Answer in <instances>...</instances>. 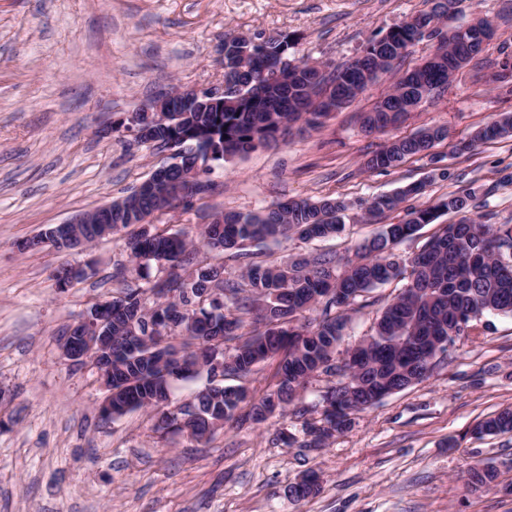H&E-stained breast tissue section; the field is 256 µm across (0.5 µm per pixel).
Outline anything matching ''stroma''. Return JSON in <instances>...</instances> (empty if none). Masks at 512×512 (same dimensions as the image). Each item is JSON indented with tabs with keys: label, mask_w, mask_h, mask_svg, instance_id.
<instances>
[{
	"label": "stroma",
	"mask_w": 512,
	"mask_h": 512,
	"mask_svg": "<svg viewBox=\"0 0 512 512\" xmlns=\"http://www.w3.org/2000/svg\"><path fill=\"white\" fill-rule=\"evenodd\" d=\"M428 0H0V512H512V434L477 437L473 428L512 407V314H488L479 337H460L429 376L352 417L323 448L280 440L319 420L327 380L301 393L305 417L273 416L225 425L204 444L155 432L147 411L102 420L105 397L92 364L67 361L63 332L97 301L111 298L125 266V233L89 249L25 248L46 228L71 220L138 187L165 154L137 144L120 126L137 106L167 91L220 85L226 35L288 32L294 59L343 63ZM486 17L498 35L483 59L512 58V0H458L451 25ZM433 50L412 46L394 73L315 131L215 165L212 190L159 220L198 234L214 213L258 211L285 200L343 197L344 231L325 241L279 239L258 259L288 262L304 254L347 256L379 225L359 219L373 197L425 183L418 203L477 189L476 215L512 224V137L467 154L453 146L501 112L512 96L471 61L444 94L425 99L394 128L372 135L360 114ZM446 126L429 155L368 171L367 154L387 140ZM443 178L432 179L433 170ZM85 269L60 287V266ZM401 281L358 297L344 341L373 332ZM493 465L497 480L474 486L465 469ZM307 471L319 490L298 500Z\"/></svg>",
	"instance_id": "stroma-1"
}]
</instances>
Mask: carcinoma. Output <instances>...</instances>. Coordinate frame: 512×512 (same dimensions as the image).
I'll return each mask as SVG.
<instances>
[{
  "mask_svg": "<svg viewBox=\"0 0 512 512\" xmlns=\"http://www.w3.org/2000/svg\"><path fill=\"white\" fill-rule=\"evenodd\" d=\"M447 16L448 11L434 5L370 41L354 58L328 63L325 72L305 75L283 91L266 87L263 71L290 57L296 42L293 35H226L224 111L200 108L178 113V130H159L155 148L181 149L186 145L181 135L192 133L196 139L191 144L197 149L222 142L224 156L235 157L276 145L295 127L315 129L328 116L327 100H338L340 108L352 104L368 88L365 75L375 81L379 74L393 70L381 68L383 58L400 60L416 42L435 40ZM438 53L442 62L422 70L415 81L400 76L392 83L384 95L388 111L375 105L363 113L366 132H382L398 124L404 116L399 108L421 100L426 89L438 95L448 89V69L457 49L436 43L433 54ZM511 133L512 114L503 113L454 149L462 154L478 142ZM447 138L446 127L434 126L390 140L364 161L363 168L395 167L408 157L427 154ZM423 189L421 183L410 184L373 198L361 216L364 223L376 224L400 208L405 219L383 225L351 256L315 254L288 264L250 261L235 278L225 275L222 262L196 260V245L188 233L139 223V217L128 210L129 196L112 201V232L127 231L130 262L142 267L154 261L170 269L165 279L145 289L128 286L102 302L112 327V418L149 409L156 431L182 433L201 443L229 422L261 423L289 408L295 415H305L307 409L295 408V401L312 380L324 376L328 385L320 395V424H305L308 439L302 443L304 448H320L349 428L351 414L376 404L385 389L403 390L424 379L431 369L423 360L426 351L454 343L487 313H512V225L483 224L470 217L477 199L474 191L451 193L428 207L408 204ZM348 210L339 197L288 199L257 212L227 211L223 223L205 225L200 236L211 252L248 258L250 248L280 237L303 241L333 237L343 231ZM441 212L454 213L459 220L444 225L409 260L396 259L393 246L434 223ZM397 279L407 284L377 317L349 389L343 385L347 366L339 365L348 350H338L347 311L363 293ZM196 288L219 291L224 314L213 317L210 304L197 307ZM178 304L187 318L179 329L154 340L149 323L157 310ZM316 307L321 311L318 319L301 321L304 312ZM246 314L252 315L254 324L247 334L243 332ZM218 349L226 377L247 378L259 364L278 361L270 393L254 400L243 386L206 385L192 395L189 417L169 410L172 383L209 373ZM475 433H512V408L480 422ZM467 474L476 486L489 485L498 477L493 467L478 463L468 465ZM317 491V475L308 472L297 482L296 499Z\"/></svg>",
  "mask_w": 512,
  "mask_h": 512,
  "instance_id": "cac0c4a2",
  "label": "carcinoma"
}]
</instances>
